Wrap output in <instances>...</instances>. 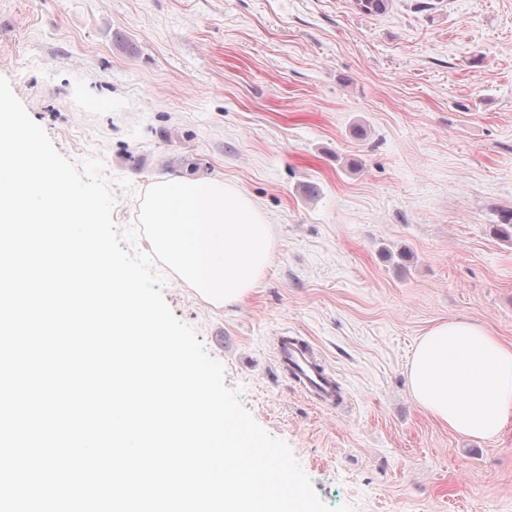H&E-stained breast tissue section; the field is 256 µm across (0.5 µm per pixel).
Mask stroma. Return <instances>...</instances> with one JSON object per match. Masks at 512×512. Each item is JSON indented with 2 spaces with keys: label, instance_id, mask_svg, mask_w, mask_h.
I'll return each instance as SVG.
<instances>
[{
  "label": "stroma",
  "instance_id": "35a3bbf8",
  "mask_svg": "<svg viewBox=\"0 0 512 512\" xmlns=\"http://www.w3.org/2000/svg\"><path fill=\"white\" fill-rule=\"evenodd\" d=\"M428 2L0 0V76L60 155L130 181L118 229L173 176L267 220L269 266L234 305L155 269L333 512H512V423L451 433L409 383L438 323L512 344V0ZM282 336L318 352L335 403L286 376Z\"/></svg>",
  "mask_w": 512,
  "mask_h": 512
}]
</instances>
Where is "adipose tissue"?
Listing matches in <instances>:
<instances>
[{
    "mask_svg": "<svg viewBox=\"0 0 512 512\" xmlns=\"http://www.w3.org/2000/svg\"><path fill=\"white\" fill-rule=\"evenodd\" d=\"M419 406L456 434L491 439L512 422V345L464 321L439 323L409 364Z\"/></svg>",
    "mask_w": 512,
    "mask_h": 512,
    "instance_id": "ef3b65f1",
    "label": "adipose tissue"
}]
</instances>
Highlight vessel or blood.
I'll use <instances>...</instances> for the list:
<instances>
[{
  "mask_svg": "<svg viewBox=\"0 0 512 512\" xmlns=\"http://www.w3.org/2000/svg\"><path fill=\"white\" fill-rule=\"evenodd\" d=\"M277 357L283 370L302 392L324 404L335 401L336 381L307 341L282 337L277 344Z\"/></svg>",
  "mask_w": 512,
  "mask_h": 512,
  "instance_id": "obj_1",
  "label": "vessel or blood"
}]
</instances>
